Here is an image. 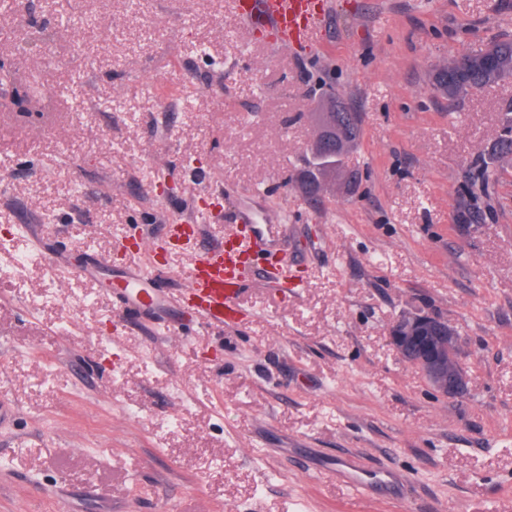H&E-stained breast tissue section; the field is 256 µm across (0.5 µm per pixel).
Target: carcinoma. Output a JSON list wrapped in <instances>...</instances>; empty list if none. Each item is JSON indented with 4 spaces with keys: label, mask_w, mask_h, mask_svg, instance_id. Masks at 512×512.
Here are the masks:
<instances>
[{
    "label": "carcinoma",
    "mask_w": 512,
    "mask_h": 512,
    "mask_svg": "<svg viewBox=\"0 0 512 512\" xmlns=\"http://www.w3.org/2000/svg\"><path fill=\"white\" fill-rule=\"evenodd\" d=\"M493 59V65L486 67L483 58ZM512 78V38L503 37L488 43L485 47L464 57L462 63H452L435 70L432 83L435 89L448 99V111L452 112L465 98L488 87L497 85ZM504 112L503 126L500 135L492 143L488 151L490 159L506 161L512 159V100L502 107ZM362 129L359 116L349 111V121L343 129L331 130L338 135L342 144L331 151L313 152L312 165L308 166L301 175L300 183L307 193L323 180L341 179L347 188L356 184L357 171H346L342 167L343 153L349 151L361 137ZM480 176L471 177L468 187V199L464 200L458 213V222L462 224H478L483 218L482 211L474 204L476 194L473 186Z\"/></svg>",
    "instance_id": "obj_1"
}]
</instances>
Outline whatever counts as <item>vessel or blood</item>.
Returning a JSON list of instances; mask_svg holds the SVG:
<instances>
[{"label": "vessel or blood", "instance_id": "vessel-or-blood-1", "mask_svg": "<svg viewBox=\"0 0 512 512\" xmlns=\"http://www.w3.org/2000/svg\"><path fill=\"white\" fill-rule=\"evenodd\" d=\"M234 6L244 23L258 21L269 28L283 49L308 35L315 21L325 13L324 0H234ZM234 221L239 225L234 235L235 247L197 254L189 270L187 308L203 327H234L244 321L245 313L239 305L246 282L241 257L267 254L280 245L279 225L256 207L239 206ZM165 273V268L155 261L141 264L139 274L129 278L122 296L129 313H142L162 305L157 283ZM335 474L362 494L372 495L402 483L400 476L389 469L367 476L353 456L339 459Z\"/></svg>", "mask_w": 512, "mask_h": 512}]
</instances>
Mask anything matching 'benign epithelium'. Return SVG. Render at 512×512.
I'll use <instances>...</instances> for the list:
<instances>
[{"label":"benign epithelium","mask_w":512,"mask_h":512,"mask_svg":"<svg viewBox=\"0 0 512 512\" xmlns=\"http://www.w3.org/2000/svg\"><path fill=\"white\" fill-rule=\"evenodd\" d=\"M397 355L445 397L467 392L469 379L456 360L460 336L448 321L427 313L403 315L389 329Z\"/></svg>","instance_id":"obj_1"}]
</instances>
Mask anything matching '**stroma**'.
<instances>
[{"label":"stroma","mask_w":512,"mask_h":512,"mask_svg":"<svg viewBox=\"0 0 512 512\" xmlns=\"http://www.w3.org/2000/svg\"><path fill=\"white\" fill-rule=\"evenodd\" d=\"M332 2L285 50L231 0L0 9V59L41 88L0 111V512H512V160L483 163L512 80L453 112L431 81L512 37V0ZM324 90L360 114L359 181L312 199ZM252 191L285 244L249 262L239 327H187L193 254ZM181 218L199 231L156 255L165 306L129 317L133 252ZM275 265L295 288L267 286ZM418 312L458 331L466 395L391 346ZM348 454L410 482L356 499L328 472ZM480 177L483 182L484 175L481 172L479 175L471 177L470 187H468L467 191L469 199L463 201L458 213V222L461 224H479L483 218L481 209L477 207L475 203H472V201L477 198L473 187L476 185V182L479 181ZM468 196L465 195V197Z\"/></svg>","instance_id":"obj_1"}]
</instances>
